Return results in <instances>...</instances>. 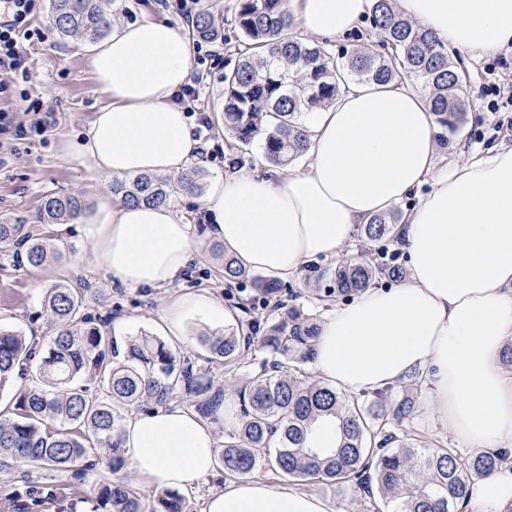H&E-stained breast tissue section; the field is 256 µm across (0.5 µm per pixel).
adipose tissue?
Masks as SVG:
<instances>
[{
    "mask_svg": "<svg viewBox=\"0 0 512 512\" xmlns=\"http://www.w3.org/2000/svg\"><path fill=\"white\" fill-rule=\"evenodd\" d=\"M406 17L466 54L512 49V0H397ZM301 35L336 42L369 13L370 0H288ZM186 26L142 20L116 26L88 51L108 101L61 153L112 179L166 174L198 161L200 142L175 93L190 78ZM308 147L288 172L218 176L201 196L197 236L172 206L103 199L83 219L105 278L130 289L178 283L202 248L219 241L244 269L296 276L339 257L364 224L409 195L400 225L407 277L371 286L321 323L314 369L326 383L376 391L413 372L425 404L459 443L512 447V375L500 352L512 336V147L439 166L426 92L393 80L350 83L307 125ZM233 322L208 293L177 300L161 319L183 333L185 311ZM129 465L157 491L185 490L216 466L213 427L169 403L125 420ZM471 500L487 512L512 506V463L477 481ZM203 512H328L314 494L258 477L211 492Z\"/></svg>",
    "mask_w": 512,
    "mask_h": 512,
    "instance_id": "1",
    "label": "adipose tissue"
}]
</instances>
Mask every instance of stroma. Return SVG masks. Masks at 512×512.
<instances>
[{"instance_id":"1","label":"stroma","mask_w":512,"mask_h":512,"mask_svg":"<svg viewBox=\"0 0 512 512\" xmlns=\"http://www.w3.org/2000/svg\"><path fill=\"white\" fill-rule=\"evenodd\" d=\"M113 23L150 19L182 22L178 0H109ZM197 9H211L223 22L225 40L211 43L194 40L204 74L200 85L199 111L209 119L207 140L201 160L194 168L201 185L219 174L268 169L260 144L237 152L227 149L224 141L222 100L224 73L233 67L236 54L232 44L237 34L235 0H197ZM50 0H35L34 27L45 30V37L29 46L30 78L24 88L30 99L43 110L53 112L55 121L42 135L19 136L15 127L0 129V219L21 223L34 222L42 196L49 191L78 194L86 208H93L110 194V179L92 175L77 161L64 157L60 142L81 132L94 112L106 102L84 54V41L59 38L48 30ZM448 56L464 70L465 120L456 135L440 130L438 142L442 159L456 163L472 154L512 146V109L488 111L481 99L488 69H493L496 54L470 57L456 50ZM62 258L31 274L29 268L13 263L0 254V327L13 328L25 335L46 337L48 330L41 315L46 288L58 282L85 283L96 288L103 299L101 315L110 319V328L119 337L144 332L159 333L163 311L180 296L205 291L225 309H236L248 301L259 319L272 317L268 298L254 287L251 279L225 287L218 274L222 263L212 240L203 247L189 267L186 277L173 288L131 290L111 283L90 258L91 244L81 232V223L73 219L69 231L57 235ZM335 260L320 259L304 266L301 274L282 282L278 300L306 312L325 314L320 297L332 284ZM99 473L77 463L70 470H45L37 477L41 492L28 496L27 477L16 468L0 470V512H90L95 481ZM298 491L321 496L331 512H371L364 494L350 486L332 487L321 480L298 484Z\"/></svg>"}]
</instances>
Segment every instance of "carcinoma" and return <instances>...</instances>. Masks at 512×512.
Segmentation results:
<instances>
[{"label": "carcinoma", "instance_id": "cac0c4a2", "mask_svg": "<svg viewBox=\"0 0 512 512\" xmlns=\"http://www.w3.org/2000/svg\"><path fill=\"white\" fill-rule=\"evenodd\" d=\"M50 25L61 38L96 41L112 25L103 0H51ZM238 59L224 73V138L242 151L260 141L265 158L287 166L305 150V119L332 103L351 81L381 84L412 78L428 90L436 121L459 132L465 110L463 76L450 61L446 43L404 17L394 0H372L367 31L356 35L385 49L353 46L338 53L326 43L298 34L285 0H237ZM192 35H218L211 13L197 15ZM112 196L123 203L167 205L178 193L196 194L195 174L177 179L140 175L114 179ZM83 209L73 194L43 195L38 224L0 221V252L23 255L32 268L62 258L44 227L75 218ZM394 218L378 216L364 225L368 242L396 236ZM227 285L248 276L232 257L224 256ZM397 265L362 253L336 266L334 286L321 300L353 296L380 278H402ZM101 302L97 292L57 283L47 289L43 308L49 336L41 347L17 330L0 328V391L16 370H32L33 384L13 395L0 409V460L27 474L66 470L92 454H103L109 474L96 480L92 512H190L186 498L167 490L147 503L124 479L111 474L126 465L121 430L126 409L146 408L185 395L204 418L215 416L224 389H212L195 365L181 358L161 337L142 333L118 338L106 330L108 320L88 312ZM257 332L254 319L198 335L206 362L224 367V380L241 403L237 429L228 435L218 461L230 477L248 478L269 470L288 482L311 478L337 485L353 483L372 500L377 512H458L470 486L512 462L501 448L462 456L433 447L414 430L416 399L388 403V391L373 393L369 404L347 395L306 371L315 358L318 315L296 308L277 309L260 336L274 359L251 380L238 371L246 360V336ZM331 422L336 442L319 447L315 426Z\"/></svg>", "mask_w": 512, "mask_h": 512}]
</instances>
